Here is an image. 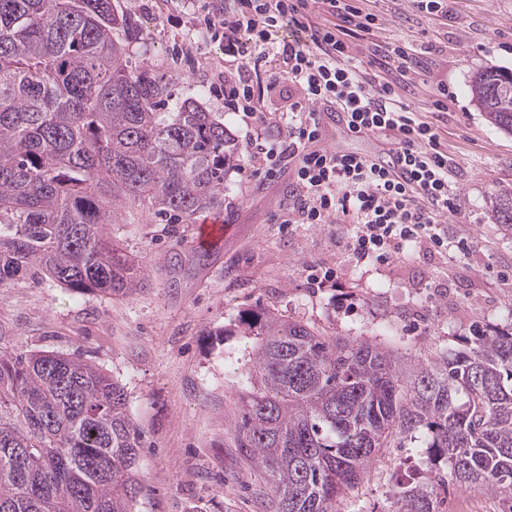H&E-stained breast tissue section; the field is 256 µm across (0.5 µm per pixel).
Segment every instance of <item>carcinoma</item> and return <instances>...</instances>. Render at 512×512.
<instances>
[{"instance_id":"1","label":"carcinoma","mask_w":512,"mask_h":512,"mask_svg":"<svg viewBox=\"0 0 512 512\" xmlns=\"http://www.w3.org/2000/svg\"><path fill=\"white\" fill-rule=\"evenodd\" d=\"M131 20L112 0H0V285L37 266L75 292L144 286L105 225L129 202L171 224L224 210L236 147L193 97L156 111L167 82L125 58ZM512 134V72L470 84ZM512 225V191L496 196ZM240 447L269 478L276 512H335L397 436L422 428L455 480L512 494V329L407 369L366 341L265 313ZM144 432L124 388L81 353L0 350V512H133ZM403 512H433L420 476Z\"/></svg>"}]
</instances>
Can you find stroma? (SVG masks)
Returning a JSON list of instances; mask_svg holds the SVG:
<instances>
[{
  "mask_svg": "<svg viewBox=\"0 0 512 512\" xmlns=\"http://www.w3.org/2000/svg\"><path fill=\"white\" fill-rule=\"evenodd\" d=\"M130 15L126 43L133 66L169 80L171 112L192 97L221 113L240 162L226 177L221 246L200 252L191 224H170L126 205L105 232L140 264L146 286L126 296L76 293L39 276L0 285V347L17 352L83 353L125 389L141 425L144 489L134 512H272L264 472L239 445L243 381L258 344L240 319L267 312L330 336L387 346L404 361L465 346L474 326L512 328V226L495 223L497 194L512 190V134L490 125L471 98L473 75L512 71V0H450L447 14L410 0H361L380 28L355 38L399 41L422 61L405 101L434 125L451 167L459 212L442 250L421 242L386 262L356 263L350 224H278L294 191L291 171L256 175L240 114L224 109L210 74L236 78L239 66L192 23L194 9L162 11L159 0H114ZM194 43L204 67L175 66L174 44ZM448 88L447 109L432 106L429 85ZM465 248H457L458 240ZM335 278L310 287L306 268ZM408 467L434 482L435 512H512V496L455 482L425 433L381 449L360 481L336 500V512H399L397 473Z\"/></svg>",
  "mask_w": 512,
  "mask_h": 512,
  "instance_id": "35a3bbf8",
  "label": "stroma"
}]
</instances>
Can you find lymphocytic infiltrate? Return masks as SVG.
Masks as SVG:
<instances>
[{
	"label": "lymphocytic infiltrate",
	"instance_id": "obj_1",
	"mask_svg": "<svg viewBox=\"0 0 512 512\" xmlns=\"http://www.w3.org/2000/svg\"><path fill=\"white\" fill-rule=\"evenodd\" d=\"M200 11L206 38L244 66L233 83L214 76L230 111L261 132L269 89L285 79L299 95L279 118L278 141L254 140L268 173H294L297 193L281 223L355 225L350 250L359 264L389 259L423 237L447 248L442 226L458 212L448 156L402 98L417 57L395 42L371 44L361 57L350 42L376 28L377 14L356 0H204ZM325 112L346 114L351 132L384 137L390 161L323 145Z\"/></svg>",
	"mask_w": 512,
	"mask_h": 512
}]
</instances>
